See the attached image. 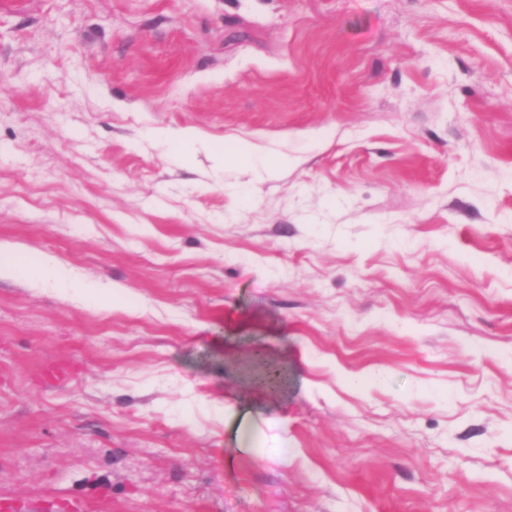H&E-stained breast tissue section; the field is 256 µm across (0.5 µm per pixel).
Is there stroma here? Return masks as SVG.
<instances>
[{"label": "stroma", "mask_w": 512, "mask_h": 512, "mask_svg": "<svg viewBox=\"0 0 512 512\" xmlns=\"http://www.w3.org/2000/svg\"><path fill=\"white\" fill-rule=\"evenodd\" d=\"M1 244L0 495L512 512V0H0ZM278 364L258 356L255 361L254 380L258 387L266 391H275L281 387V379L278 375Z\"/></svg>", "instance_id": "1"}]
</instances>
